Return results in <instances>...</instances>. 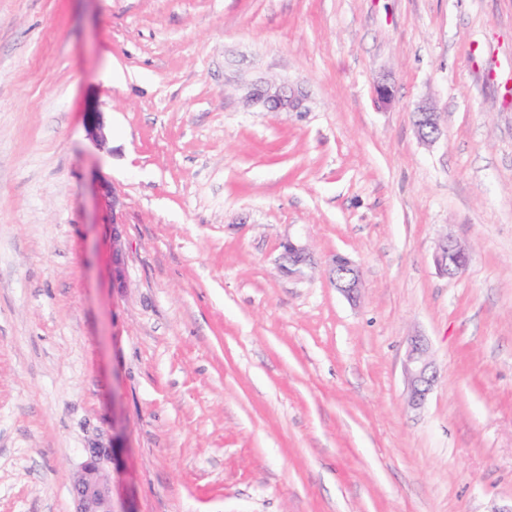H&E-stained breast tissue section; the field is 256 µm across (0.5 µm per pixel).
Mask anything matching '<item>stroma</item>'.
<instances>
[{"label":"stroma","mask_w":512,"mask_h":512,"mask_svg":"<svg viewBox=\"0 0 512 512\" xmlns=\"http://www.w3.org/2000/svg\"><path fill=\"white\" fill-rule=\"evenodd\" d=\"M95 444L134 512H512V0H0V512ZM247 98L269 112H297L302 106V92L282 83L260 81L248 90ZM415 125L422 139L434 141L440 134V125L436 112L429 108H421L415 112ZM448 254L453 261L448 264ZM434 262L440 275L455 278L461 275L470 262V254L454 239L445 237L437 245ZM329 275L335 288L352 302H356L362 289L360 269L348 258L336 254ZM404 371L408 402L413 407L421 406L437 379V372L428 359V346L420 336H414L410 340Z\"/></svg>","instance_id":"stroma-1"}]
</instances>
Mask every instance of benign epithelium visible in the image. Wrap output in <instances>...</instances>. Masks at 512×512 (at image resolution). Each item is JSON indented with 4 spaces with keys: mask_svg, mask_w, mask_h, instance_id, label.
I'll use <instances>...</instances> for the list:
<instances>
[{
    "mask_svg": "<svg viewBox=\"0 0 512 512\" xmlns=\"http://www.w3.org/2000/svg\"><path fill=\"white\" fill-rule=\"evenodd\" d=\"M247 98L270 112H297L302 106V92L282 83L260 81L253 84ZM415 125L421 138L434 141L440 134L437 113L421 108L415 113ZM87 127L90 137L103 145L107 141L106 124L101 113L87 114ZM285 258L288 261V274H298L309 260L306 249L288 242ZM434 262L440 275L455 278L461 275L470 262V254L454 239L445 237L437 245ZM329 275L335 288L355 302L362 289L360 269L347 257L336 255L330 265ZM125 268L120 234L112 232V283L123 286ZM404 371L408 386V402L413 407L422 405L431 391L437 372L428 359V346L420 336L411 338ZM87 460L80 474L73 481L71 493L73 512H134L125 498L114 492L113 484L105 476V467L115 463L114 453L109 448L94 446L86 449Z\"/></svg>",
    "mask_w": 512,
    "mask_h": 512,
    "instance_id": "obj_1",
    "label": "benign epithelium"
}]
</instances>
